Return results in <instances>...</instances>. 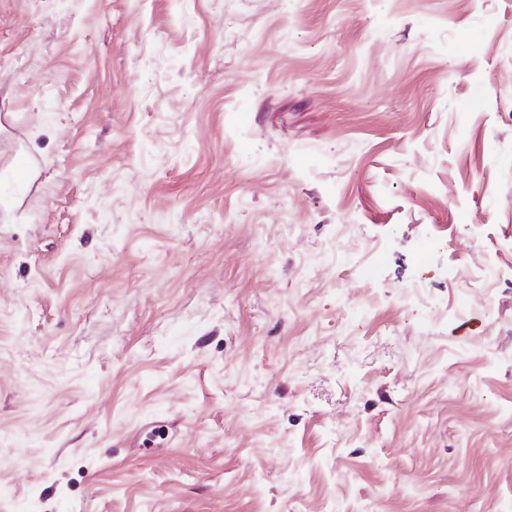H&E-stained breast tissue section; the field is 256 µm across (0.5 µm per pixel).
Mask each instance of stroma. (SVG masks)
Here are the masks:
<instances>
[{
    "label": "stroma",
    "instance_id": "1",
    "mask_svg": "<svg viewBox=\"0 0 512 512\" xmlns=\"http://www.w3.org/2000/svg\"><path fill=\"white\" fill-rule=\"evenodd\" d=\"M0 113V512H512V0H0Z\"/></svg>",
    "mask_w": 512,
    "mask_h": 512
}]
</instances>
